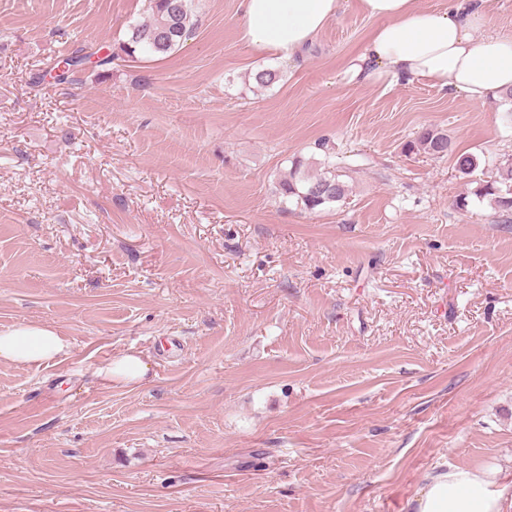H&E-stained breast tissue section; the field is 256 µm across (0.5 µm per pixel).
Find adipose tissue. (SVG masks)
I'll use <instances>...</instances> for the list:
<instances>
[{
  "mask_svg": "<svg viewBox=\"0 0 512 512\" xmlns=\"http://www.w3.org/2000/svg\"><path fill=\"white\" fill-rule=\"evenodd\" d=\"M359 3L378 25L347 69L352 81L424 80L480 104L512 90V37L489 33L485 0H448L440 11L419 9L416 0ZM339 7L340 0H243L241 38L254 50L289 57ZM70 349L49 324L0 329V363L38 367ZM411 512H512V483L498 484L489 471L453 467L430 478Z\"/></svg>",
  "mask_w": 512,
  "mask_h": 512,
  "instance_id": "obj_1",
  "label": "adipose tissue"
}]
</instances>
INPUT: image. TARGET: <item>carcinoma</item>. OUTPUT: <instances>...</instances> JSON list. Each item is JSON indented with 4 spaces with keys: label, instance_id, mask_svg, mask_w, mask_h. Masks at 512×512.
<instances>
[{
    "label": "carcinoma",
    "instance_id": "carcinoma-1",
    "mask_svg": "<svg viewBox=\"0 0 512 512\" xmlns=\"http://www.w3.org/2000/svg\"><path fill=\"white\" fill-rule=\"evenodd\" d=\"M196 26L192 0H150L148 17L130 29L121 51L128 56L137 52L167 56L180 49ZM114 59L115 53L104 50L102 46L82 47L57 61L53 67L55 79L64 81L79 67L109 66ZM406 149L439 157L453 152L448 135L434 127L421 130ZM455 164L466 177L479 167L478 157L467 152L456 153ZM278 186L279 194L295 201L296 206L309 213L325 210L343 201L347 194V185L335 173L326 167L314 173L302 160L292 162L288 174ZM474 195L479 199H489L496 212L504 217L503 223L512 222V159L502 162L490 179L479 182Z\"/></svg>",
    "mask_w": 512,
    "mask_h": 512
}]
</instances>
